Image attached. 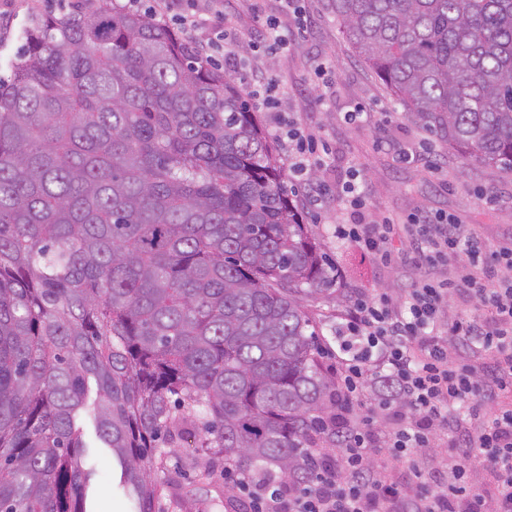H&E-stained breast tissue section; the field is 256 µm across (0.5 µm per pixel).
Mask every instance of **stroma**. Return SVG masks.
Returning a JSON list of instances; mask_svg holds the SVG:
<instances>
[{
	"instance_id": "stroma-1",
	"label": "stroma",
	"mask_w": 512,
	"mask_h": 512,
	"mask_svg": "<svg viewBox=\"0 0 512 512\" xmlns=\"http://www.w3.org/2000/svg\"><path fill=\"white\" fill-rule=\"evenodd\" d=\"M302 18L280 15L278 0H224V11L232 16L238 30L234 53L256 41L255 13L279 16L288 38L286 49L275 53H254L250 60L267 71L284 91L278 109L256 107V118L265 132H272L278 118L291 117L302 123L326 149L317 171L318 182L328 189L346 180L351 170H360L365 182V205L358 218L368 224L385 218L403 223L413 214L447 215L469 224L491 245L512 244V173L477 163L462 164L390 95L359 61L343 37L329 0H303ZM68 0H0V79L13 69L17 51L24 43L31 20L39 16L70 14ZM323 60L327 74L316 77L313 64ZM365 107L372 119L360 127L345 124L342 115ZM428 142L433 152L428 160L399 162L385 149V141ZM294 203L333 272L340 279L328 291L302 298L305 312L319 333L329 365V353L336 346V318L344 309L343 296L364 289L401 298L418 276L442 279L443 267L387 268L350 243L337 242L336 223L348 221L343 207L330 205L322 218H315L304 188L286 179ZM497 198L496 206L484 203L485 196ZM87 450L82 458L90 470L86 508L88 512H136L137 504L120 482L121 468L110 448L97 437L93 419H85ZM176 485L161 501V512H227L232 496L224 486L223 474L212 479V489L198 486L192 475H179Z\"/></svg>"
}]
</instances>
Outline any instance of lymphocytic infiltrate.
Instances as JSON below:
<instances>
[{
	"instance_id": "obj_1",
	"label": "lymphocytic infiltrate",
	"mask_w": 512,
	"mask_h": 512,
	"mask_svg": "<svg viewBox=\"0 0 512 512\" xmlns=\"http://www.w3.org/2000/svg\"><path fill=\"white\" fill-rule=\"evenodd\" d=\"M186 33L207 32L200 56L224 51V65L241 76L247 96L266 107L280 97L274 79L231 53L237 36L214 0H166ZM288 143V168L314 206L330 203L312 174L323 162L317 141L294 122L273 129ZM399 228L337 224V240L376 260L421 268L446 265L444 280L419 278L401 301L386 294L351 292L336 331V433L341 444L331 465L311 453L315 475L297 488L251 492L249 512H512V247L492 250L470 225L452 217L412 215L407 247L392 241ZM480 303L479 318H444L450 297ZM492 369H484L485 359ZM446 436L447 461L427 459L436 435ZM483 458L494 484L485 497L471 486L469 461ZM408 461L415 477L405 487L386 474Z\"/></svg>"
}]
</instances>
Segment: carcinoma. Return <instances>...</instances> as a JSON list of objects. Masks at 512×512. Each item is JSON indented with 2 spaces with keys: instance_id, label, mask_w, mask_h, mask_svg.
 I'll list each match as a JSON object with an SVG mask.
<instances>
[{
  "instance_id": "cac0c4a2",
  "label": "carcinoma",
  "mask_w": 512,
  "mask_h": 512,
  "mask_svg": "<svg viewBox=\"0 0 512 512\" xmlns=\"http://www.w3.org/2000/svg\"><path fill=\"white\" fill-rule=\"evenodd\" d=\"M367 69L466 163L512 172V0H331ZM233 78L103 0L37 17L0 81V512H84L78 411L140 512L178 471L300 485L336 447L301 305L332 270Z\"/></svg>"
}]
</instances>
